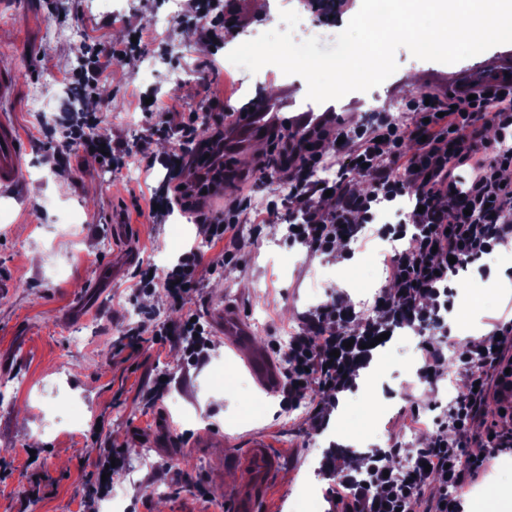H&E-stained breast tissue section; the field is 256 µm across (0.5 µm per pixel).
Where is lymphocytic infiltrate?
I'll list each match as a JSON object with an SVG mask.
<instances>
[{
	"mask_svg": "<svg viewBox=\"0 0 512 512\" xmlns=\"http://www.w3.org/2000/svg\"><path fill=\"white\" fill-rule=\"evenodd\" d=\"M185 16L208 19L206 67L208 75H217L215 53L224 47L223 10L211 0H189ZM133 48L129 41L85 46V87L94 88L109 62L122 61ZM404 107L397 117L375 112L346 128L299 139L279 137V191L264 209L254 211L255 224L272 223L280 205H287L294 214L287 242L330 254L342 241L358 242L366 226L376 224L380 204L404 198L405 221L376 225L375 234L383 240H412L409 248L385 254L382 263L392 287L377 293L370 307L359 311L350 299L334 295L305 315L301 332L281 351L285 408L297 405L313 385L330 396L354 390L358 371L370 363L371 345L380 334L398 328L419 334L443 328L445 314L454 307L449 272L512 244V178L505 175L512 168V84L470 83L446 94L425 89L406 98ZM145 111L158 115L149 121V133L163 134L173 143L161 160L166 174L150 217L177 208L187 212L203 226L210 243L223 244V263L234 264L236 228L242 215L252 211L250 199H233L220 212L205 211L193 203L203 191L201 180L184 179L186 166L194 163L202 145L223 149L224 115L191 112L177 119L150 104ZM202 125L211 129L205 143L196 134ZM66 141L85 152L104 154L116 170L133 155L131 148L109 144L93 114L72 124ZM325 164L335 167L336 179L314 180V172ZM358 176L365 178V187L356 186ZM324 194L330 201L325 209L314 202ZM206 265L205 251L193 247L163 272L151 264L139 267L136 286L145 293L163 290L180 308L200 288ZM153 338L178 344L191 362L205 360L213 344L203 320L188 313L157 325ZM420 350L419 380L437 383L448 362H457L464 397L434 418L432 433L405 469L397 468L400 450L393 445L367 452L359 477L338 456H327L337 512H464L465 494L497 456L512 453V412L501 415L486 434L471 433L498 377L512 369V319L494 321L492 333L454 359H447L431 340L422 342Z\"/></svg>",
	"mask_w": 512,
	"mask_h": 512,
	"instance_id": "1",
	"label": "lymphocytic infiltrate"
}]
</instances>
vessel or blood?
I'll list each match as a JSON object with an SVG mask.
<instances>
[{
    "label": "vessel or blood",
    "mask_w": 512,
    "mask_h": 512,
    "mask_svg": "<svg viewBox=\"0 0 512 512\" xmlns=\"http://www.w3.org/2000/svg\"><path fill=\"white\" fill-rule=\"evenodd\" d=\"M473 77L477 80L512 81V60L504 58L493 64L480 66ZM311 121H323L332 125L337 118L332 112H293L285 104L273 103L257 96L250 100L248 107L235 111L228 120L224 133V149L228 152L244 150L251 141L260 138L261 134H268L276 129L299 136L306 133V125ZM21 166V138L15 125L0 115L1 190L13 189L18 184ZM212 320L228 344L236 348L249 345L251 331L237 311L227 307L215 309ZM248 363L259 385L271 392L279 390L281 375L266 352L251 351ZM224 464L245 469L250 474L247 483L230 492V512H262L278 468L275 456L269 449L258 445L225 456Z\"/></svg>",
    "instance_id": "vessel-or-blood-1"
}]
</instances>
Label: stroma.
<instances>
[{"label": "stroma", "mask_w": 512, "mask_h": 512, "mask_svg": "<svg viewBox=\"0 0 512 512\" xmlns=\"http://www.w3.org/2000/svg\"><path fill=\"white\" fill-rule=\"evenodd\" d=\"M166 5L167 0H124L118 22L94 0H0V66L19 74L13 97L0 110L9 113L25 149L18 186L0 191V380L11 383L8 397L0 398V512H100L98 462L105 448L126 456L117 483L129 512H225L234 484L225 478L224 453L257 443L279 459L264 512H330L333 480L321 460L334 430L314 427V399L281 410L278 396L256 382L243 350L225 344L223 336H215L208 363L195 367L184 365L179 346L153 342L152 330L187 310L210 319L213 309L225 305L245 316L253 346L269 350L272 340L301 328L304 314L331 293L344 292L356 304L372 301L375 291L364 282L369 260L384 241L369 240L342 261L310 256L285 242L283 210L258 236L252 224H239L236 266L220 267V249L210 250L215 266L204 272L203 288L187 298L184 309L171 307L163 292L140 293L134 267L106 284L97 280L99 269L124 255L165 268L185 244L206 240L201 227L180 214L158 224L136 214L137 208H149L164 177L142 149L146 116L140 93L153 91L160 105L185 113L207 105L204 57L198 52L202 23L180 19L151 26ZM285 9L300 14L295 41L315 37L324 49L349 21L344 15L319 23L299 0H264L262 8L230 14L234 28L216 56L223 71L216 91L224 102L258 93L274 101L282 86L303 85L302 77L269 65L242 81L226 58L242 42L281 28ZM130 24L147 28L152 43L132 53L130 62L110 64L102 82L111 96H84L80 109L100 115L104 134L132 146V178L62 146L69 119L62 110L64 80L83 66L82 43L126 40ZM395 59V73L372 90L380 109L393 113L437 68L404 48ZM174 69L188 73L187 86L171 83ZM500 257L489 276L471 267L450 280L456 295L481 296L485 305L449 314L441 347L470 344L490 331L492 320L512 313V252ZM126 324L139 327L144 338L129 358L116 352ZM421 341L406 331L387 344L380 381L393 396L375 394L368 408L344 413L345 432L361 434L386 403L389 413L378 422L372 443L421 446L424 431L404 428L400 419L410 404L401 390L417 379ZM165 372L175 378L166 397L150 405L146 384ZM174 397L180 402L176 410L170 405ZM160 482L167 493L158 497L152 489Z\"/></svg>", "instance_id": "obj_1"}]
</instances>
